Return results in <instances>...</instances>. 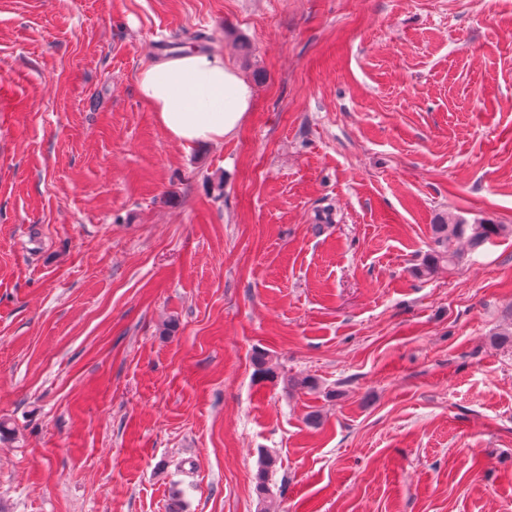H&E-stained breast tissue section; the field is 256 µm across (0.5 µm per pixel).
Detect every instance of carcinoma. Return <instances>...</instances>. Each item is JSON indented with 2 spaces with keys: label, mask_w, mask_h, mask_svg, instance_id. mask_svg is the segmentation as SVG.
<instances>
[{
  "label": "carcinoma",
  "mask_w": 512,
  "mask_h": 512,
  "mask_svg": "<svg viewBox=\"0 0 512 512\" xmlns=\"http://www.w3.org/2000/svg\"><path fill=\"white\" fill-rule=\"evenodd\" d=\"M512 229L505 224H491L487 222L468 223L462 218H439L433 225V246L423 264L415 269L419 277L432 274L441 264L452 265L459 261V254L453 250V242L466 238L474 248L480 247L494 237L511 232ZM276 459L270 455L260 458L255 474V489L259 497L264 498L270 494L268 483L269 471L275 466Z\"/></svg>",
  "instance_id": "carcinoma-1"
}]
</instances>
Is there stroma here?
<instances>
[{
    "label": "stroma",
    "instance_id": "35a3bbf8",
    "mask_svg": "<svg viewBox=\"0 0 512 512\" xmlns=\"http://www.w3.org/2000/svg\"><path fill=\"white\" fill-rule=\"evenodd\" d=\"M185 49L224 141L138 96ZM0 91L6 512H512V236L413 274L512 226V0H0ZM141 100L183 145L233 136L254 106L252 85L224 56L185 50L153 61L137 76ZM512 232L505 224L487 222L468 223L462 218L441 217L433 224V246L423 264L415 269L419 277L432 274L440 264L452 265L459 261V254L453 250V242L467 238L473 248H477L502 234Z\"/></svg>",
    "mask_w": 512,
    "mask_h": 512
}]
</instances>
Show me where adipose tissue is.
<instances>
[{
	"label": "adipose tissue",
	"instance_id": "obj_1",
	"mask_svg": "<svg viewBox=\"0 0 512 512\" xmlns=\"http://www.w3.org/2000/svg\"><path fill=\"white\" fill-rule=\"evenodd\" d=\"M141 100L183 145L233 136L254 106L255 92L223 55L185 50L153 61L137 76Z\"/></svg>",
	"mask_w": 512,
	"mask_h": 512
}]
</instances>
